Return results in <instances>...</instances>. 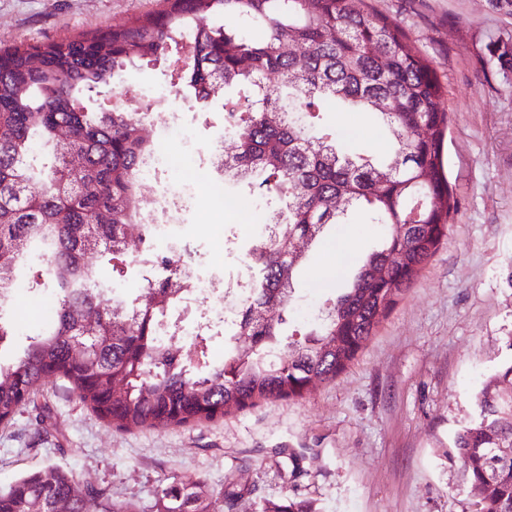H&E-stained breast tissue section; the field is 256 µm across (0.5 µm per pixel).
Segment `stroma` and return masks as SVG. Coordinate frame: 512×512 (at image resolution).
<instances>
[{
    "mask_svg": "<svg viewBox=\"0 0 512 512\" xmlns=\"http://www.w3.org/2000/svg\"><path fill=\"white\" fill-rule=\"evenodd\" d=\"M430 60L450 114L445 143L457 207L448 236L357 359L336 380L299 400L272 401L214 422L156 431L118 429L86 409L59 379L38 383L0 424V489L49 465L79 486L150 505L161 480L201 479L234 493L232 512L296 494L317 512H468L469 486L446 451L474 412V395L512 358V0H369ZM157 0H0V48L61 40L124 25L158 10ZM122 86L156 100L170 92L165 62L127 68ZM192 112L204 145L224 134L220 101ZM338 127L357 149L381 152L386 131L366 112H341ZM231 177L199 183L185 220L213 263L224 230L270 223L273 208L252 194L227 211L214 195L237 193ZM378 224H338L295 283L288 330L318 322L330 296L314 274L349 255L343 273L376 249ZM55 295L17 280L10 314L16 342L52 324Z\"/></svg>",
    "mask_w": 512,
    "mask_h": 512,
    "instance_id": "35a3bbf8",
    "label": "stroma"
}]
</instances>
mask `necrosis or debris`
Here are the masks:
<instances>
[{
    "mask_svg": "<svg viewBox=\"0 0 512 512\" xmlns=\"http://www.w3.org/2000/svg\"><path fill=\"white\" fill-rule=\"evenodd\" d=\"M227 153V143L211 144L202 151L193 179L178 184L171 182V160L160 150H152L141 160L143 172L156 185L153 193L143 197L142 222L149 226L152 242L162 244L165 253L182 260L179 307L184 312L183 324L188 328L202 319L220 330L235 325L239 311L249 302L250 270L258 246L263 236L275 231L269 224L246 238L237 231H229L224 236V264L220 267L209 263L205 246L184 234V217L197 181L212 179L223 170Z\"/></svg>",
    "mask_w": 512,
    "mask_h": 512,
    "instance_id": "1",
    "label": "necrosis or debris"
}]
</instances>
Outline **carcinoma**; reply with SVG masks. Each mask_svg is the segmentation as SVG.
Wrapping results in <instances>:
<instances>
[{
  "label": "carcinoma",
  "mask_w": 512,
  "mask_h": 512,
  "mask_svg": "<svg viewBox=\"0 0 512 512\" xmlns=\"http://www.w3.org/2000/svg\"><path fill=\"white\" fill-rule=\"evenodd\" d=\"M210 17L224 24L207 23ZM259 27L260 40L241 33ZM176 93L206 105L233 104L224 135L236 143L229 167L258 177L265 204L281 205V230L253 267L252 301L234 331H224V361L209 360L216 340L192 337L199 362L177 359L155 327L180 323L179 259L154 261L150 302L112 306V289L83 262L96 251L121 274L125 230L141 217L140 161L152 146L130 113L87 111L83 97L117 86L128 67L173 60ZM41 66L31 65L32 56ZM278 73L288 92L267 95ZM429 60L366 0H164L133 23L65 41L0 48V423L9 422L47 377L63 379L79 401L118 428L163 430L297 400L330 382L357 358L448 235L456 201L444 173L448 112ZM381 118L393 135L386 161L352 154L325 113L345 108ZM68 130L62 147L58 130ZM84 160L69 178V157ZM336 209L328 201L336 196ZM351 212L385 227L349 286L326 299L319 324L295 340L285 334L295 275L326 227ZM53 289L56 323L16 345L7 319L14 282ZM239 336L249 346L234 344ZM475 416L455 434L448 459L466 472L471 512H512V358L476 397ZM99 512H145L133 501L93 490ZM224 493L198 480H162L151 512H216ZM0 512H84L72 473L47 467L0 490ZM262 512H313L288 495Z\"/></svg>",
  "instance_id": "carcinoma-1"
}]
</instances>
